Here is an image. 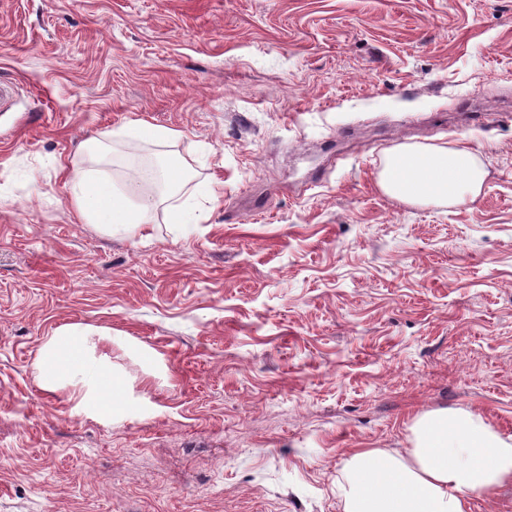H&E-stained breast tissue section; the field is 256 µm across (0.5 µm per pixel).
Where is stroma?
<instances>
[{
    "mask_svg": "<svg viewBox=\"0 0 512 512\" xmlns=\"http://www.w3.org/2000/svg\"><path fill=\"white\" fill-rule=\"evenodd\" d=\"M0 84V512H342L418 415L512 435V0H0ZM401 144L472 150L475 200L383 193ZM139 152L180 193L96 232L69 174ZM66 324L112 334L111 421L40 384ZM125 135L133 139L153 143L157 146H166L180 137L178 131L167 127L148 125L144 122L129 126L125 131Z\"/></svg>",
    "mask_w": 512,
    "mask_h": 512,
    "instance_id": "1",
    "label": "stroma"
}]
</instances>
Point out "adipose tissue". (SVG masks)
Masks as SVG:
<instances>
[{
  "mask_svg": "<svg viewBox=\"0 0 512 512\" xmlns=\"http://www.w3.org/2000/svg\"><path fill=\"white\" fill-rule=\"evenodd\" d=\"M184 171L169 164L139 171L121 191L108 181L74 172L68 187L79 217L96 231L141 234L146 216L159 204L146 192L159 181L175 191ZM485 178L477 156L463 146L405 144L387 158L380 185L403 202L426 199L448 204L474 200ZM108 333L66 325L45 342L41 385L64 393L76 409L111 420L121 381L112 359L99 352ZM405 453L360 448L346 462L347 478L337 490L343 512H472L475 497L512 483V435L502 436L468 410L440 409L414 418Z\"/></svg>",
  "mask_w": 512,
  "mask_h": 512,
  "instance_id": "obj_1",
  "label": "adipose tissue"
}]
</instances>
